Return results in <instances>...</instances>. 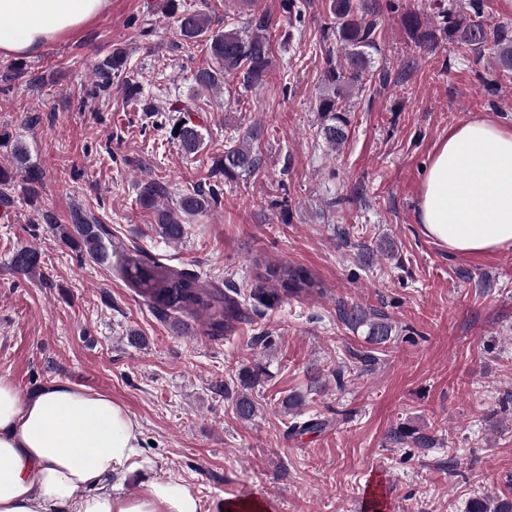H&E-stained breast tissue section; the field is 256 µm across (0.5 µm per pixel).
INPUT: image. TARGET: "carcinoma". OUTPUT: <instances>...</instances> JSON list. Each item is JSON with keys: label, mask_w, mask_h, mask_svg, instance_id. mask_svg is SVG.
<instances>
[{"label": "carcinoma", "mask_w": 512, "mask_h": 512, "mask_svg": "<svg viewBox=\"0 0 512 512\" xmlns=\"http://www.w3.org/2000/svg\"><path fill=\"white\" fill-rule=\"evenodd\" d=\"M486 0H464L461 8L453 5L438 12L434 23L423 21L417 12L408 11L402 15L404 29L416 48L435 50L447 42L453 46L457 58L475 65L481 63L485 53L493 55L497 68L504 77L512 78V24L497 22L490 24L485 19ZM333 17V35L336 48L326 51V66L321 72V84L326 89L317 105L322 123L320 133L334 149L346 137L348 126L347 95L362 89L363 82L371 75L374 58L379 52V22L375 13L357 0H330ZM177 29L183 43L193 46L205 44L209 58L207 64L196 70L194 83L197 96L173 104L171 111L183 113L177 138L183 152L194 155L203 147L204 140L198 125L194 124L191 113L200 110L198 95L213 91L221 86L227 76H236L246 88L260 86L265 82L270 66L271 32L269 21L264 17L254 20L251 31L242 33L237 29H213L214 21L207 14L183 8L176 18ZM126 70V58L122 52L112 53L102 66L97 68L98 92L109 90L113 72ZM260 137L256 128L237 140L224 145V155L215 160L213 176L233 181L242 174H253L264 167L265 159L253 143ZM168 193V186L159 180L143 184L139 191V203L155 209L157 198ZM220 204V194L215 188L209 192L193 191L183 194L178 209L157 210V224L164 237L171 241L181 240L185 234L182 216H194ZM62 237L75 248L95 257L104 250V229L91 224L84 214L71 215V226L57 225ZM12 264L19 273L33 272L40 265V257L34 250L21 248L12 258ZM118 266L128 287L147 306L164 319L177 324L186 315L203 321L205 334L221 337L237 322L247 318L245 304L236 290H224L215 284L203 283L194 273L174 269L141 251L122 252ZM266 281L274 283L271 288L259 285L251 291L252 298L268 306L275 305L287 296H300L319 290L321 283L302 268L276 265L266 268ZM338 318L354 330L366 328L365 339L371 345L387 343L392 336L393 326L389 318L364 306L338 305ZM239 419L249 421L257 411V404L248 393L240 394L235 402ZM326 421L310 418L294 421L288 426V433L321 431ZM467 512H512V498L476 496Z\"/></svg>", "instance_id": "1"}]
</instances>
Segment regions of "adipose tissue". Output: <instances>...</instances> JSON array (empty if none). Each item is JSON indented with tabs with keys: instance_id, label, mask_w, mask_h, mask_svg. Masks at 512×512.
Wrapping results in <instances>:
<instances>
[{
	"instance_id": "obj_1",
	"label": "adipose tissue",
	"mask_w": 512,
	"mask_h": 512,
	"mask_svg": "<svg viewBox=\"0 0 512 512\" xmlns=\"http://www.w3.org/2000/svg\"><path fill=\"white\" fill-rule=\"evenodd\" d=\"M111 0H0V51L27 56L103 14ZM424 233L455 254L512 250V129H451L418 204ZM145 478L141 492L125 487ZM0 512H201L186 484L156 474L140 425L102 393L68 382L20 396L0 376Z\"/></svg>"
}]
</instances>
